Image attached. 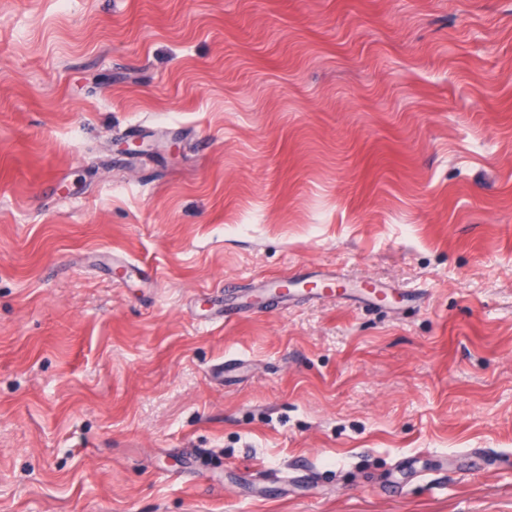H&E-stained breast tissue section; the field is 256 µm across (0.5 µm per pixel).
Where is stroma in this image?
Masks as SVG:
<instances>
[{"mask_svg": "<svg viewBox=\"0 0 512 512\" xmlns=\"http://www.w3.org/2000/svg\"><path fill=\"white\" fill-rule=\"evenodd\" d=\"M0 512H512V0H0ZM278 279H267L263 282L260 291L257 288L249 292H239L235 286L230 283H224V321L231 320L239 314H247L258 309V305L264 308L272 309L288 301V294L282 290ZM257 293V294H256Z\"/></svg>", "mask_w": 512, "mask_h": 512, "instance_id": "1", "label": "stroma"}]
</instances>
